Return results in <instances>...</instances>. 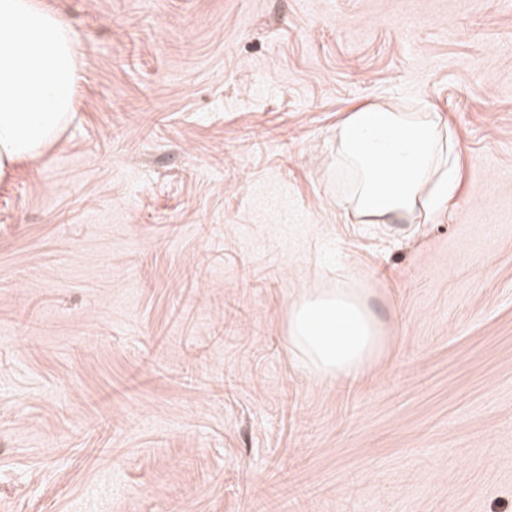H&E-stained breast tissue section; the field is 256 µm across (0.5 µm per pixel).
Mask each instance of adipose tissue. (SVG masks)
<instances>
[{
	"label": "adipose tissue",
	"mask_w": 512,
	"mask_h": 512,
	"mask_svg": "<svg viewBox=\"0 0 512 512\" xmlns=\"http://www.w3.org/2000/svg\"><path fill=\"white\" fill-rule=\"evenodd\" d=\"M78 34L44 0H0V181L39 159L72 123L85 79ZM345 204L368 224H413L460 186L458 140L438 113L361 106L335 131ZM288 338L309 370L354 380L383 344L380 323L351 288L308 289L288 306Z\"/></svg>",
	"instance_id": "adipose-tissue-1"
}]
</instances>
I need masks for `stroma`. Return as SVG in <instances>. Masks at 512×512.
<instances>
[{"instance_id":"stroma-1","label":"stroma","mask_w":512,"mask_h":512,"mask_svg":"<svg viewBox=\"0 0 512 512\" xmlns=\"http://www.w3.org/2000/svg\"><path fill=\"white\" fill-rule=\"evenodd\" d=\"M50 2L86 80L0 182V512H512V0ZM381 101L458 133L430 223L340 205ZM306 288L379 318L359 380ZM380 323L351 288H309L288 306V340L309 370L356 380L383 344Z\"/></svg>"}]
</instances>
